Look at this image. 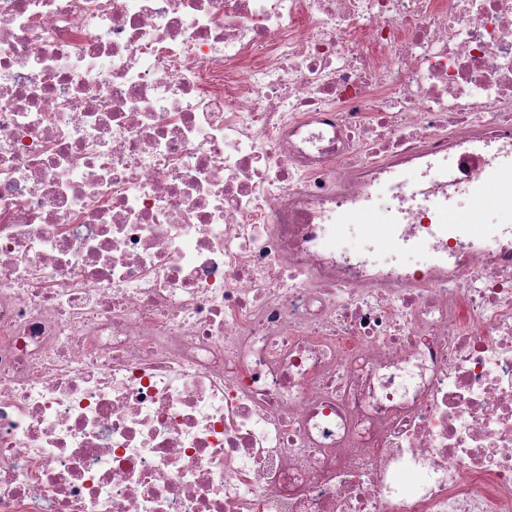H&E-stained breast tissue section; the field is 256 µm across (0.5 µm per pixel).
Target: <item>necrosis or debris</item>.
Masks as SVG:
<instances>
[{
	"label": "necrosis or debris",
	"instance_id": "4bbe7bcc",
	"mask_svg": "<svg viewBox=\"0 0 512 512\" xmlns=\"http://www.w3.org/2000/svg\"><path fill=\"white\" fill-rule=\"evenodd\" d=\"M512 159V0H0V512H512V227L327 245Z\"/></svg>",
	"mask_w": 512,
	"mask_h": 512
}]
</instances>
